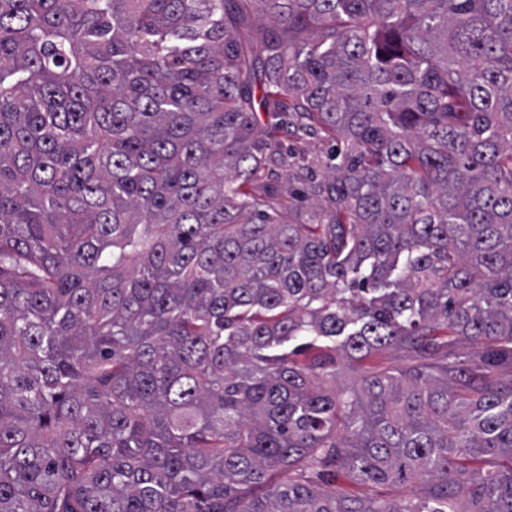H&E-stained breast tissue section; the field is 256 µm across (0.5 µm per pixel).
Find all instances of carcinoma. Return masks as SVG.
Returning <instances> with one entry per match:
<instances>
[{
	"mask_svg": "<svg viewBox=\"0 0 512 512\" xmlns=\"http://www.w3.org/2000/svg\"><path fill=\"white\" fill-rule=\"evenodd\" d=\"M260 108L336 140L314 224ZM499 351L512 0H0V512H512ZM269 173L259 182L261 190L291 202V217L300 224L314 223L315 214H327L336 208L334 197L308 196L305 184L299 178L296 166L271 164ZM409 357L398 349H386L362 360H347L336 351V386H345L357 381L365 372L396 368L409 362ZM309 477L320 487L336 491L340 496L365 497L374 496L382 500H391L392 498H400L406 494L410 497L416 495V488L406 487H378L368 488L356 484L350 478L345 468L340 465H330L327 467L313 468L309 470Z\"/></svg>",
	"mask_w": 512,
	"mask_h": 512,
	"instance_id": "carcinoma-1",
	"label": "carcinoma"
}]
</instances>
